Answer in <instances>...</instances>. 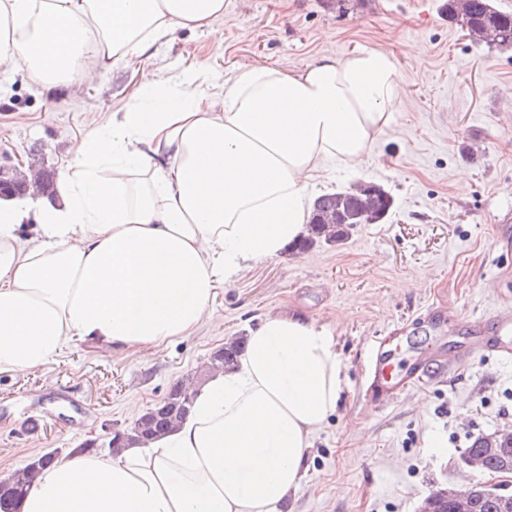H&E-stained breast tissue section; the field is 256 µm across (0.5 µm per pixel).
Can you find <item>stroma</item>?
Masks as SVG:
<instances>
[{"instance_id":"stroma-1","label":"stroma","mask_w":512,"mask_h":512,"mask_svg":"<svg viewBox=\"0 0 512 512\" xmlns=\"http://www.w3.org/2000/svg\"><path fill=\"white\" fill-rule=\"evenodd\" d=\"M226 2L212 29L176 33L151 63L100 68L88 85L0 72V162L62 175L74 140L103 130L141 85L200 64L220 86L247 65L301 68L381 47L406 87L396 121L361 171H326L317 192L374 181L393 196L392 212L340 242L252 263L217 288L210 324L160 348L112 356L82 343L28 373L0 372V467L89 439L107 452L114 430L224 342L288 310L335 327L345 389L280 512H418L444 484L496 483L466 469L462 454L479 436L512 430V357L493 348L498 320L512 316V48L471 41L447 0H367L345 15L323 0ZM492 85L505 95H488ZM377 349L416 371L384 404L364 392Z\"/></svg>"}]
</instances>
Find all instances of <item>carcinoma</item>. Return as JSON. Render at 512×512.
I'll use <instances>...</instances> for the list:
<instances>
[{
  "label": "carcinoma",
  "instance_id": "cac0c4a2",
  "mask_svg": "<svg viewBox=\"0 0 512 512\" xmlns=\"http://www.w3.org/2000/svg\"><path fill=\"white\" fill-rule=\"evenodd\" d=\"M448 16L466 28L472 41L489 47H512V13L504 11L495 0H448ZM393 206L391 194L380 184L373 196L366 198L352 188L340 189L319 196L313 203L308 234L291 247L293 251H307L316 243H332L344 239L358 224H379ZM246 349V339L237 336L224 344L220 356L209 364V370H231ZM190 379L174 383L158 403L147 408L130 426L118 429L109 441L116 450L128 444L146 445L167 434L193 410L195 393L189 389ZM466 451L480 460L488 474H497L505 468L512 470V436L493 442L489 436L474 440ZM43 455L30 457L13 471L16 481L0 490V512H12L14 506L29 490L35 476L46 465ZM472 512H512V493L498 488L492 494L479 495L470 502ZM420 512H457L454 502L438 488L420 505Z\"/></svg>",
  "mask_w": 512,
  "mask_h": 512
}]
</instances>
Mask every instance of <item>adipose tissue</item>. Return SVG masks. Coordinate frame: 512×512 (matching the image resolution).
<instances>
[{
  "instance_id": "obj_1",
  "label": "adipose tissue",
  "mask_w": 512,
  "mask_h": 512,
  "mask_svg": "<svg viewBox=\"0 0 512 512\" xmlns=\"http://www.w3.org/2000/svg\"><path fill=\"white\" fill-rule=\"evenodd\" d=\"M225 0H0V71L79 85L205 30ZM403 94L394 55L364 48L301 69L205 66L145 84L78 141L55 202L0 198V371L90 341L158 348L207 318L217 283L302 236L329 165L358 169ZM333 328L286 313L252 332L192 416L149 446L59 458L20 512H278L339 404Z\"/></svg>"
}]
</instances>
